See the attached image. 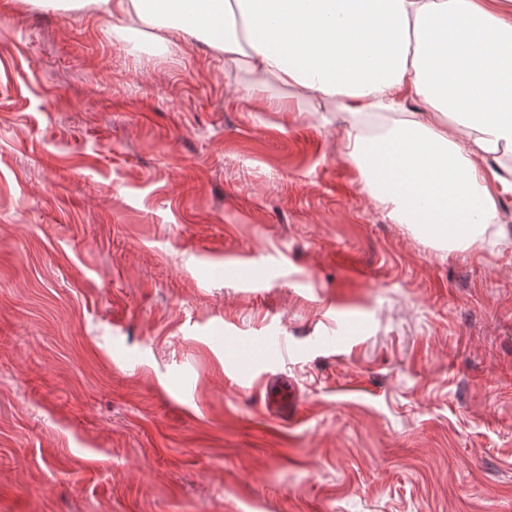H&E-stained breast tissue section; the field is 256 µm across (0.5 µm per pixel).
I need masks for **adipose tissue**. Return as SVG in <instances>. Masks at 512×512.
<instances>
[{
    "instance_id": "ef3b65f1",
    "label": "adipose tissue",
    "mask_w": 512,
    "mask_h": 512,
    "mask_svg": "<svg viewBox=\"0 0 512 512\" xmlns=\"http://www.w3.org/2000/svg\"><path fill=\"white\" fill-rule=\"evenodd\" d=\"M165 45L199 38L253 92L326 101L364 191L466 248L512 193V0H59Z\"/></svg>"
}]
</instances>
